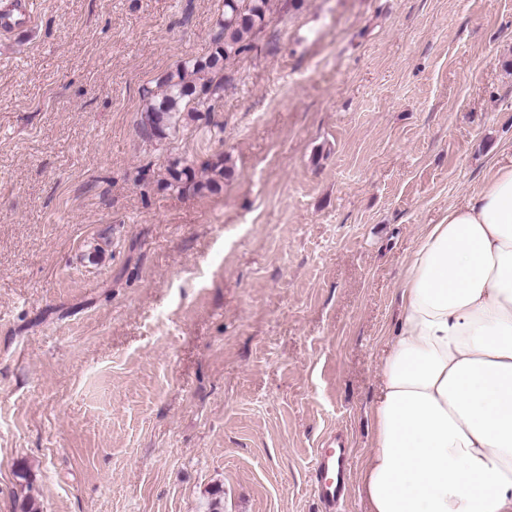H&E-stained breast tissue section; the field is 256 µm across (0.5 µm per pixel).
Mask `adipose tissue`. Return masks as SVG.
I'll list each match as a JSON object with an SVG mask.
<instances>
[{"label":"adipose tissue","mask_w":512,"mask_h":512,"mask_svg":"<svg viewBox=\"0 0 512 512\" xmlns=\"http://www.w3.org/2000/svg\"><path fill=\"white\" fill-rule=\"evenodd\" d=\"M399 294L365 512H512V158L425 226Z\"/></svg>","instance_id":"1"}]
</instances>
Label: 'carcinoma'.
<instances>
[{
  "label": "carcinoma",
  "instance_id": "carcinoma-1",
  "mask_svg": "<svg viewBox=\"0 0 512 512\" xmlns=\"http://www.w3.org/2000/svg\"><path fill=\"white\" fill-rule=\"evenodd\" d=\"M269 0H224V21L212 39L211 52L177 65L162 81L158 94L146 92L139 125L151 139L163 140L180 122L198 120L201 107L214 110L224 90L226 63L248 52L252 38L265 22ZM229 157L219 154L201 163L188 157L168 160L164 187L182 194L214 191L232 175Z\"/></svg>",
  "mask_w": 512,
  "mask_h": 512
}]
</instances>
